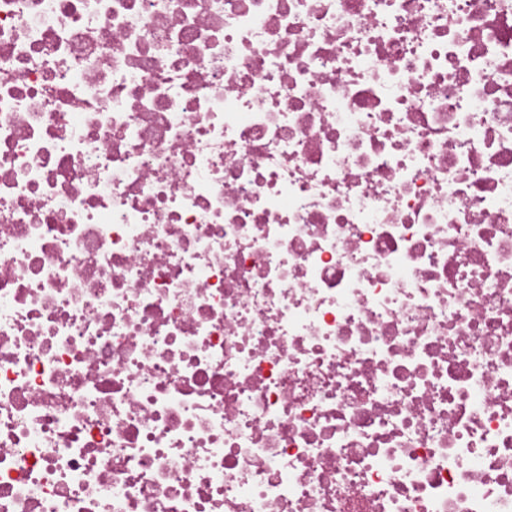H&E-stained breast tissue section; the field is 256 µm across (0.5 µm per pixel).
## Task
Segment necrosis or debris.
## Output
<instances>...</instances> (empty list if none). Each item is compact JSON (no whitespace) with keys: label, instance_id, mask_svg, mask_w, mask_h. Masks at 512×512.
Here are the masks:
<instances>
[{"label":"necrosis or debris","instance_id":"obj_1","mask_svg":"<svg viewBox=\"0 0 512 512\" xmlns=\"http://www.w3.org/2000/svg\"><path fill=\"white\" fill-rule=\"evenodd\" d=\"M0 512H512V0H0Z\"/></svg>","mask_w":512,"mask_h":512}]
</instances>
